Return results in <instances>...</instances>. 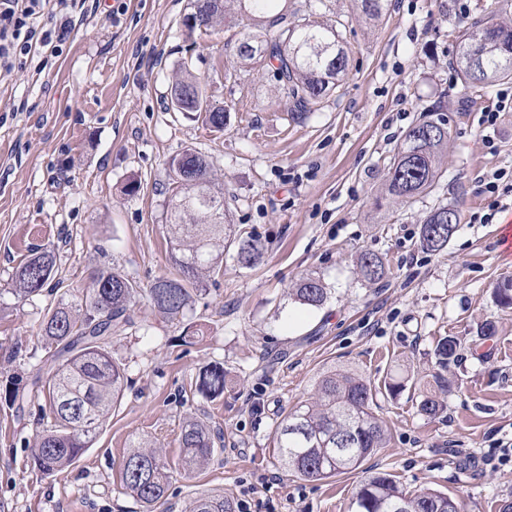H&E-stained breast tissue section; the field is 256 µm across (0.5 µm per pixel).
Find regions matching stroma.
I'll return each instance as SVG.
<instances>
[{"label": "stroma", "instance_id": "obj_1", "mask_svg": "<svg viewBox=\"0 0 512 512\" xmlns=\"http://www.w3.org/2000/svg\"><path fill=\"white\" fill-rule=\"evenodd\" d=\"M325 2L315 18L339 25L349 71L302 122L291 120L288 95L268 71L233 54L256 30L254 17L241 11L190 36L183 18L192 0H127L118 17L113 0H99L62 55L0 76V512H143L120 488L122 460L141 437L161 448L171 475L154 512H190L205 491L248 498L252 512H349L364 470L320 481L288 476L273 448L277 423L334 367L375 383L403 361L433 372L435 340L446 335L461 342L448 365L457 387L445 397L447 413L421 414L416 387L380 400L391 441L364 469L388 472L410 491L457 495L464 512H499L512 499V309L493 297L512 277V256L496 244L512 195L490 213L482 183L512 174V112L487 133L479 117L496 95L472 94L448 67L459 27L510 20L512 8L388 0L370 20L353 0ZM188 55L228 111L223 132L170 109ZM433 110L451 129L439 184L407 203L382 200L405 132ZM187 148L208 157L233 223L268 251L252 268L225 257L223 275L206 279L183 321L139 300L112 339L128 379L120 406L79 461L43 474L31 454L44 427L41 400L26 399L19 412L12 397L52 366L38 324L58 300L80 302L97 268L118 266L144 288L172 272L165 185L170 158ZM130 183L135 193H126ZM448 202L462 220L444 250L426 252L420 223ZM487 213L492 221L478 223ZM36 248L55 251L56 288L20 301L8 284ZM362 251L384 257L385 283L362 280ZM310 273L328 289L317 309L291 295ZM488 321L496 333L480 337ZM188 325L203 327V340L182 345ZM214 362L230 385L210 401L195 395L194 381ZM188 416L224 433L210 463L190 475L178 467Z\"/></svg>", "mask_w": 512, "mask_h": 512}]
</instances>
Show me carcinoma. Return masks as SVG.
<instances>
[{
    "mask_svg": "<svg viewBox=\"0 0 512 512\" xmlns=\"http://www.w3.org/2000/svg\"><path fill=\"white\" fill-rule=\"evenodd\" d=\"M387 0H356L369 19L382 17ZM205 28L220 24L241 10L266 14L275 0H205ZM243 60H259L268 66L279 87L292 100L291 118L302 119L320 109L322 100L347 71L349 49L337 30L301 14L296 8L276 13L259 26V32L243 37L237 47ZM456 72L462 84L479 96L490 94L504 82H512V24L474 21L458 31ZM192 61L185 60L172 83L193 94L190 108L213 131L224 130V106L211 101ZM450 127L443 115L426 114L406 132L393 158L384 185L387 199L409 201L434 187L441 177L440 161L448 146ZM171 210L168 239L175 273L157 278L142 288L120 269L98 270L84 299L83 312L60 300L49 308L39 335L53 361L47 372L33 375L30 393L43 397L49 407L46 427L37 435L32 458L43 473L53 475L72 466L90 448L112 409L121 402L125 373L112 359V335L131 323L130 308L145 298L162 317L175 321L184 316L194 298L203 294L204 277L220 273L224 250L243 268L261 262L265 241L251 232L233 228L224 209V191L216 186L212 164L194 149H186L169 162ZM455 203L440 204L420 227V245L428 252L444 249L461 223ZM56 255L36 251L16 267L10 293L23 301L38 295L53 278ZM356 266L363 280L379 284L387 277L385 262L376 253L358 255ZM295 302L319 308L327 299L320 277H302L292 289ZM497 304L512 309V278L494 289ZM460 348L455 336L437 340L436 363L448 367ZM433 388L421 394L419 411L439 417L447 409L440 393L453 383L433 374ZM224 366L209 364L199 371L196 392L205 399L224 394ZM406 390L405 378L391 374L376 385L350 369H335L321 376L315 398L285 415L274 431V448L288 475L319 481L360 469L369 457L388 446L390 434L377 414L379 397L392 399ZM220 431L201 420L187 419L179 436L181 468L192 473L213 458ZM171 475L160 451L142 439L135 442L122 463L123 493L139 502L145 512L166 499ZM463 512L457 498L434 489L410 493L386 472L369 471L353 492L351 512ZM192 512H236L229 495L201 492Z\"/></svg>",
    "mask_w": 512,
    "mask_h": 512,
    "instance_id": "obj_1",
    "label": "carcinoma"
}]
</instances>
